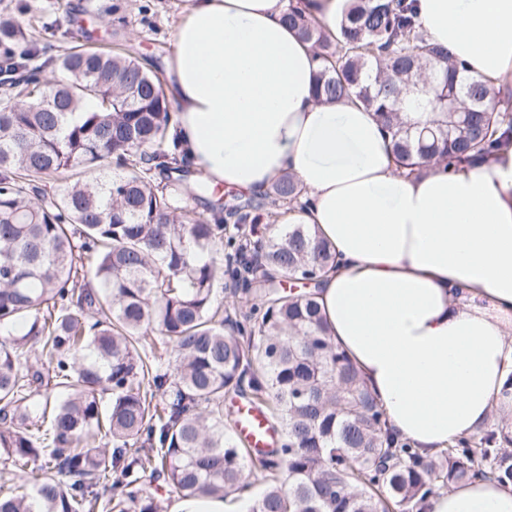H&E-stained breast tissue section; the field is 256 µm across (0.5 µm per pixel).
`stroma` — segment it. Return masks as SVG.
<instances>
[{
    "label": "stroma",
    "mask_w": 512,
    "mask_h": 512,
    "mask_svg": "<svg viewBox=\"0 0 512 512\" xmlns=\"http://www.w3.org/2000/svg\"><path fill=\"white\" fill-rule=\"evenodd\" d=\"M45 22V44L53 53L91 44L153 57L164 68L173 49L178 13L173 0H28Z\"/></svg>",
    "instance_id": "obj_1"
}]
</instances>
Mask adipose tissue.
<instances>
[{"label":"adipose tissue","instance_id":"1","mask_svg":"<svg viewBox=\"0 0 512 512\" xmlns=\"http://www.w3.org/2000/svg\"><path fill=\"white\" fill-rule=\"evenodd\" d=\"M329 25L348 0H182L166 96L197 176L248 196L282 175L304 190L285 223L335 255L318 301L392 434L431 456L512 423V146L490 161L396 171L374 113L315 95L290 2ZM428 37L512 87V0H417ZM424 512H512V485L471 480Z\"/></svg>","mask_w":512,"mask_h":512}]
</instances>
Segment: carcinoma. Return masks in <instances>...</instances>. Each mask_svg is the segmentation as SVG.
Instances as JSON below:
<instances>
[{"instance_id": "carcinoma-1", "label": "carcinoma", "mask_w": 512, "mask_h": 512, "mask_svg": "<svg viewBox=\"0 0 512 512\" xmlns=\"http://www.w3.org/2000/svg\"><path fill=\"white\" fill-rule=\"evenodd\" d=\"M286 21L321 63L317 97L376 113L397 170L486 161L512 138V92L450 60L408 0H351L334 31L292 7ZM41 42L34 20L0 18V67L14 70L0 98V512H161L148 478L183 500L224 499L249 487L248 471L265 482L250 512H422L453 483L512 484L500 430L431 457L388 432L316 299L330 247L278 211L251 239L252 201L224 236V206L177 142L166 147L174 112L148 58L71 47L43 59ZM48 65L60 73L50 101L19 103ZM409 107L440 118L408 127ZM302 195L291 175L264 193ZM219 242L235 268L214 256ZM301 279L305 291H286ZM37 345L44 362L30 361ZM226 394L262 407L280 446H240ZM25 473L29 493L12 484Z\"/></svg>"}]
</instances>
